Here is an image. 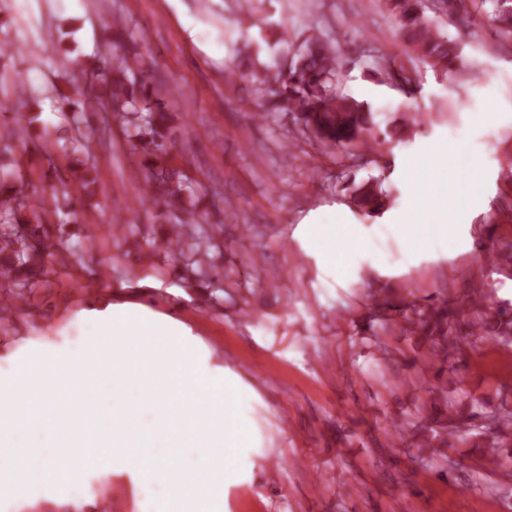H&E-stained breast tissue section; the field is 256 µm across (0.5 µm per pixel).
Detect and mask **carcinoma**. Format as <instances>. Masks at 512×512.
Listing matches in <instances>:
<instances>
[{
    "mask_svg": "<svg viewBox=\"0 0 512 512\" xmlns=\"http://www.w3.org/2000/svg\"><path fill=\"white\" fill-rule=\"evenodd\" d=\"M396 15L406 45L433 65L459 72L465 59L458 42L448 39L419 12V0H387ZM453 15L467 19L473 12H483L491 20L492 30L503 44L512 43V0H448ZM276 43L295 47L289 69L280 72L284 52H275L271 59H260V50L247 57L248 76L264 98L268 112H298L308 128L319 132L318 138L328 145L350 143L367 136H400L402 131L384 129L375 115L354 97L342 93L340 57L332 40L324 36L304 39L299 45L288 42L283 30ZM99 65L87 71L74 64L65 76L69 93L57 96L73 106L79 121L87 120V112L95 105L108 107L120 114L126 123L127 140L141 156L145 181L152 195L184 215L182 223H198L195 199L201 184L183 170L170 166L166 157L173 150L168 126V97L171 90L165 78L147 63L142 54H134L132 63L111 74L106 57L98 58ZM103 83L106 95L99 96L95 82ZM64 155L89 154L88 141L79 134L69 142L58 145ZM19 162L0 161V271L15 288L14 296L23 298L45 283L48 271L42 257L52 244L55 226L51 216L67 224L78 216L70 195V181L80 183L86 193L94 192L96 168L77 159L65 169L50 167L56 181L52 186V207L45 198L25 195L18 189ZM351 200L357 209L377 212L383 207L379 186L370 182L355 186ZM210 245L203 236L185 237L177 233L169 241L168 250L187 260L192 271L208 277L212 264L207 260Z\"/></svg>",
    "mask_w": 512,
    "mask_h": 512,
    "instance_id": "1",
    "label": "carcinoma"
}]
</instances>
